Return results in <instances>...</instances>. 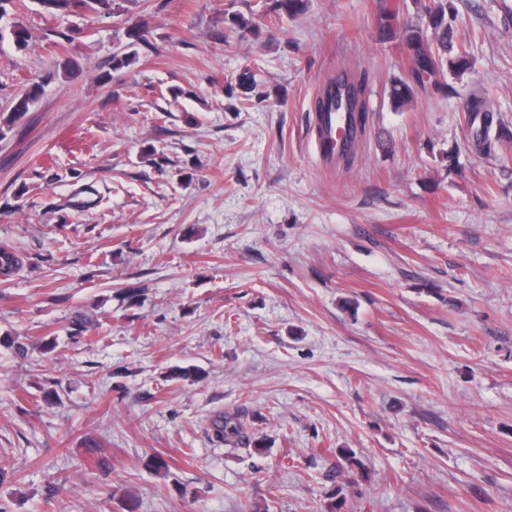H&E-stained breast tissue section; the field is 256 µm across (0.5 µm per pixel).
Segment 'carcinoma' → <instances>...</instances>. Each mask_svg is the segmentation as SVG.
I'll list each match as a JSON object with an SVG mask.
<instances>
[{"instance_id":"cac0c4a2","label":"carcinoma","mask_w":512,"mask_h":512,"mask_svg":"<svg viewBox=\"0 0 512 512\" xmlns=\"http://www.w3.org/2000/svg\"><path fill=\"white\" fill-rule=\"evenodd\" d=\"M38 3L48 12L109 14L113 0H38ZM307 8V0H273L272 6L278 17L291 19L304 14ZM420 11V21L409 24L400 20L397 0H377L376 3V22L382 39L397 40L402 48L414 53L409 76L394 81L388 90L391 106L396 111L409 109L415 103L418 91L426 86L441 87L445 73L460 75L469 67L466 38L454 25L456 15L448 14V0H425L420 4ZM41 90L42 85L37 83L13 98L8 106L10 115L6 126H11L30 110ZM366 90V76L348 75V127L353 133H362L367 126ZM494 123L495 114L488 108L486 99L473 97L466 116L468 145L484 154H491L494 142L501 138V132H493ZM19 264L20 258L13 250L0 248L1 281H6ZM218 432L227 445L251 444V437L236 416L224 417V424L218 426Z\"/></svg>"}]
</instances>
